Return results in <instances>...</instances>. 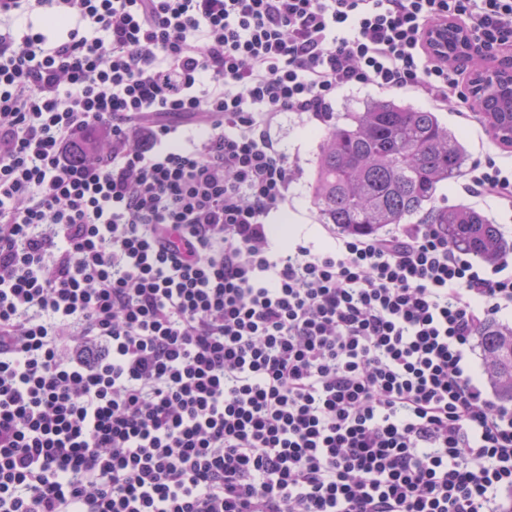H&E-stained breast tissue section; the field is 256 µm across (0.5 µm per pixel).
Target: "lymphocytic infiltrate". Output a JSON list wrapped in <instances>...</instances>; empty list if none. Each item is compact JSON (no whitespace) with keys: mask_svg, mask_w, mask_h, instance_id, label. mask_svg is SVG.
<instances>
[{"mask_svg":"<svg viewBox=\"0 0 512 512\" xmlns=\"http://www.w3.org/2000/svg\"><path fill=\"white\" fill-rule=\"evenodd\" d=\"M439 20L512 48V0H0V512H512V258L272 247L276 117L464 104ZM464 190L511 209L512 161ZM496 322L511 328L498 327L493 323L488 324L481 332L478 339L483 353L484 371L496 396L503 401L512 402V314L508 311ZM488 389L498 399L489 387Z\"/></svg>","mask_w":512,"mask_h":512,"instance_id":"lymphocytic-infiltrate-1","label":"lymphocytic infiltrate"}]
</instances>
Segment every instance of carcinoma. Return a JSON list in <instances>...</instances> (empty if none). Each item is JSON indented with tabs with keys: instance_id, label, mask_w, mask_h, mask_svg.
<instances>
[{
	"instance_id": "1",
	"label": "carcinoma",
	"mask_w": 512,
	"mask_h": 512,
	"mask_svg": "<svg viewBox=\"0 0 512 512\" xmlns=\"http://www.w3.org/2000/svg\"><path fill=\"white\" fill-rule=\"evenodd\" d=\"M485 129L512 148V95L470 88ZM468 154L436 113L392 99H370L345 125L322 137L311 199L323 224L374 235L389 224H441L448 243L493 262L512 250L497 225L466 205L438 208L439 185L466 171ZM484 371L496 396L512 402V327L489 324L479 336Z\"/></svg>"
}]
</instances>
